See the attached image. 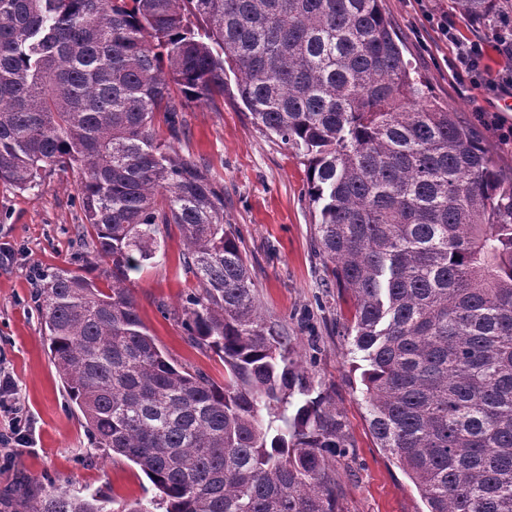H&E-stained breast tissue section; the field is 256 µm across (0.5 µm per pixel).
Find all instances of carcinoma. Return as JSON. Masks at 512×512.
<instances>
[{"label": "carcinoma", "mask_w": 512, "mask_h": 512, "mask_svg": "<svg viewBox=\"0 0 512 512\" xmlns=\"http://www.w3.org/2000/svg\"><path fill=\"white\" fill-rule=\"evenodd\" d=\"M456 4L512 16V0ZM229 71L254 121L308 157L379 447L426 512H512V173L411 76L381 0H0V182L78 174L76 236L106 280L35 281L87 431L159 490L155 509L341 512L345 422L267 323L224 189L172 145ZM173 226L196 281L183 329L223 360L222 385L170 361L129 287ZM38 487L1 492L0 512H114Z\"/></svg>", "instance_id": "cac0c4a2"}]
</instances>
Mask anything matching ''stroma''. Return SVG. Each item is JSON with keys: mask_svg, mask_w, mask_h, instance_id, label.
Instances as JSON below:
<instances>
[{"mask_svg": "<svg viewBox=\"0 0 512 512\" xmlns=\"http://www.w3.org/2000/svg\"><path fill=\"white\" fill-rule=\"evenodd\" d=\"M382 7L406 45L413 76L475 128L498 168L511 173L512 141L502 142L480 119L487 112L512 124V97L496 96L486 86L512 67V57L497 51L489 26L463 16L453 0H426L422 6L417 0H382ZM427 10L447 13L458 39L483 42V80L453 76L455 47L426 22ZM184 119L188 133L175 144L178 155L208 165L223 185L224 216L242 240L269 323L288 335L294 360L345 421L353 446L336 459L343 512H422L418 493L369 429L360 372L344 334L353 299L345 289L328 287L327 260L312 244L318 209L306 192V157L262 129L229 96L190 103ZM77 184V174L69 172L24 191L0 184V245L11 250L9 259H0V371L10 375L16 405L31 424L28 443L0 445V458L12 459L0 468V491L35 479L102 494L119 506L146 503L158 490L125 457L94 447L81 413L70 406L32 297L34 273L42 268L102 276L73 234L82 219ZM162 249L131 275L140 316L175 363L223 383V362L190 345L181 326L182 298L194 280L178 267V231H170Z\"/></svg>", "mask_w": 512, "mask_h": 512, "instance_id": "obj_1", "label": "stroma"}]
</instances>
